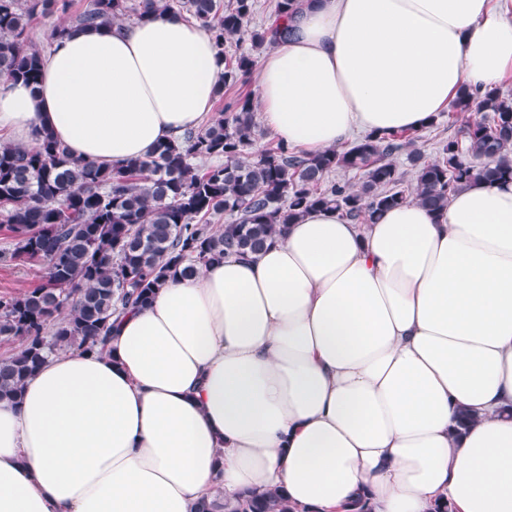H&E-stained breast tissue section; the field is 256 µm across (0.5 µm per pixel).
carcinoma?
<instances>
[{"label": "carcinoma", "mask_w": 512, "mask_h": 512, "mask_svg": "<svg viewBox=\"0 0 512 512\" xmlns=\"http://www.w3.org/2000/svg\"><path fill=\"white\" fill-rule=\"evenodd\" d=\"M69 7V0H0V76L35 87L44 51L32 44L37 15ZM254 0H90L80 25L122 24L159 8L186 9L224 42L247 32ZM297 0H275L273 17L250 32L261 52L288 37L279 22ZM250 54L224 59V87L255 66ZM454 112L466 116L464 141L450 137L439 156L425 159L418 137L404 132L366 135L344 149L314 155L272 141L252 153L255 112L246 95L224 117L190 130L178 144H160L141 158L116 166L76 160L47 130L25 148L0 144V226L13 248L0 254L45 265L42 282L0 295V338L20 342L0 358V397H17L26 380L57 352L103 350L112 316L149 304L168 281L190 278L198 267L227 254L261 252L316 208H332L358 224L412 199L432 211L474 180L512 181V97L499 90L464 89ZM405 155L413 180L403 183L394 161ZM197 158L217 163L199 167ZM359 171L362 181H327L333 170ZM231 221L214 228L211 221ZM197 512H290L283 489L250 492L234 504L201 502Z\"/></svg>", "instance_id": "1"}]
</instances>
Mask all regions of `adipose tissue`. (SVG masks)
I'll return each mask as SVG.
<instances>
[{
    "label": "adipose tissue",
    "mask_w": 512,
    "mask_h": 512,
    "mask_svg": "<svg viewBox=\"0 0 512 512\" xmlns=\"http://www.w3.org/2000/svg\"><path fill=\"white\" fill-rule=\"evenodd\" d=\"M223 74L170 12L67 24L38 90L0 79V132L117 165L199 126ZM509 76L495 0H303L256 66V118L316 154L426 128L461 86ZM273 487L301 512H512V182L369 224L312 211L0 398V512H193Z\"/></svg>",
    "instance_id": "adipose-tissue-1"
}]
</instances>
